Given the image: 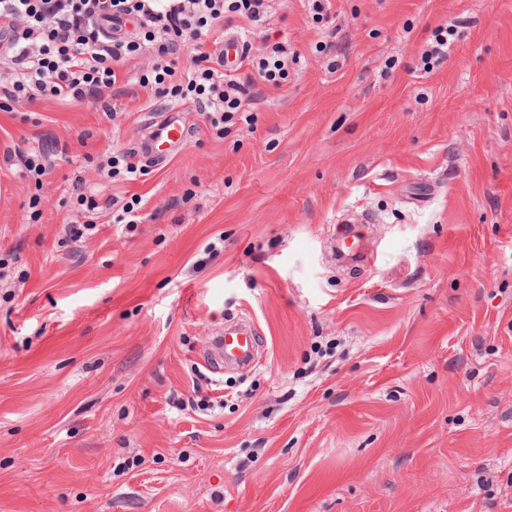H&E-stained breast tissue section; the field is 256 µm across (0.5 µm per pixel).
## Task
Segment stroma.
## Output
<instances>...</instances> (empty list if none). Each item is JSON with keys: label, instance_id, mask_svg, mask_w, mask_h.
<instances>
[{"label": "stroma", "instance_id": "obj_1", "mask_svg": "<svg viewBox=\"0 0 512 512\" xmlns=\"http://www.w3.org/2000/svg\"><path fill=\"white\" fill-rule=\"evenodd\" d=\"M330 12L268 0L253 125L184 103L162 165L149 55L112 112L0 74V512H512V0ZM241 316L257 364L212 373ZM288 69V49L282 44H275L267 53L266 60L259 64V67L254 76L251 77L252 81H256V76L263 82L276 83V75L282 76L285 70ZM188 137V130L181 119V110L174 108L160 120H152L146 128L144 138L140 142V151L149 157L164 162L168 155L160 150V146L168 144V150L182 145Z\"/></svg>", "mask_w": 512, "mask_h": 512}]
</instances>
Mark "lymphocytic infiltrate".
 <instances>
[{
  "label": "lymphocytic infiltrate",
  "instance_id": "f902f5d3",
  "mask_svg": "<svg viewBox=\"0 0 512 512\" xmlns=\"http://www.w3.org/2000/svg\"><path fill=\"white\" fill-rule=\"evenodd\" d=\"M266 7L267 0H0L7 42L0 63L14 76L7 95L95 103L112 91L128 59L148 51L157 97L188 91L211 125L238 123L246 118L242 87L206 45L235 22L259 24ZM129 18L144 29V41L119 37ZM158 29L163 38H155ZM187 46L193 66L180 74L174 57Z\"/></svg>",
  "mask_w": 512,
  "mask_h": 512
}]
</instances>
